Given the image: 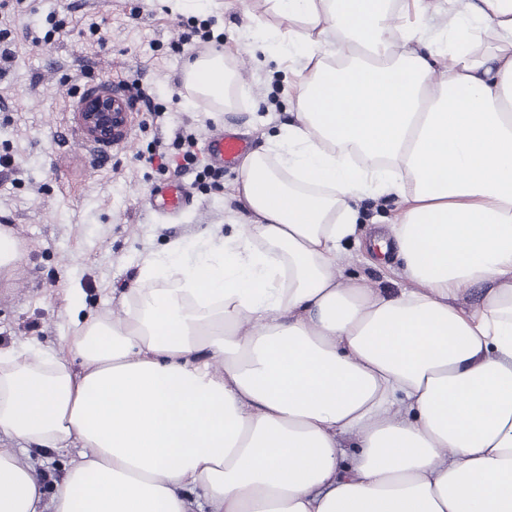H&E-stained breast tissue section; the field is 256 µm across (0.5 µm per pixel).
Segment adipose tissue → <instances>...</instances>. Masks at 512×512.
<instances>
[{
  "instance_id": "adipose-tissue-1",
  "label": "adipose tissue",
  "mask_w": 512,
  "mask_h": 512,
  "mask_svg": "<svg viewBox=\"0 0 512 512\" xmlns=\"http://www.w3.org/2000/svg\"><path fill=\"white\" fill-rule=\"evenodd\" d=\"M383 2L269 0L297 112L242 163L244 224L147 254L64 353L0 351V512H512V0H416L437 30ZM385 195L395 292L339 267ZM74 444L45 500L33 453ZM395 199L383 197L379 200L365 199L361 203V210L364 213V224H361L363 239L376 226L389 224L395 213ZM374 223V224H372Z\"/></svg>"
}]
</instances>
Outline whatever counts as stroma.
<instances>
[{"mask_svg":"<svg viewBox=\"0 0 512 512\" xmlns=\"http://www.w3.org/2000/svg\"><path fill=\"white\" fill-rule=\"evenodd\" d=\"M65 31L50 35L52 21ZM209 22L223 43L201 42ZM241 0H0V35L12 50L0 62V230L18 242L21 258L0 269V350L34 345L60 350L73 299L85 314L123 312L143 256L178 241L194 246L213 229L229 231L231 194L240 164L217 179L182 170L177 132L195 134L199 166L205 137L237 131L250 152L280 139L296 110L289 90L293 60L260 44ZM224 58L231 75L217 104L187 88V61ZM106 83L136 85L155 106L134 101L123 138L89 141L75 112L82 94ZM182 184L189 202L174 214L153 210L150 191ZM400 258L354 260L345 278L397 290Z\"/></svg>","mask_w":512,"mask_h":512,"instance_id":"obj_1","label":"stroma"}]
</instances>
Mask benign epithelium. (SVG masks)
<instances>
[{
  "mask_svg": "<svg viewBox=\"0 0 512 512\" xmlns=\"http://www.w3.org/2000/svg\"><path fill=\"white\" fill-rule=\"evenodd\" d=\"M131 103L101 87L85 93L78 104L76 120L85 137L98 144H111L123 134Z\"/></svg>",
  "mask_w": 512,
  "mask_h": 512,
  "instance_id": "obj_1",
  "label": "benign epithelium"
}]
</instances>
